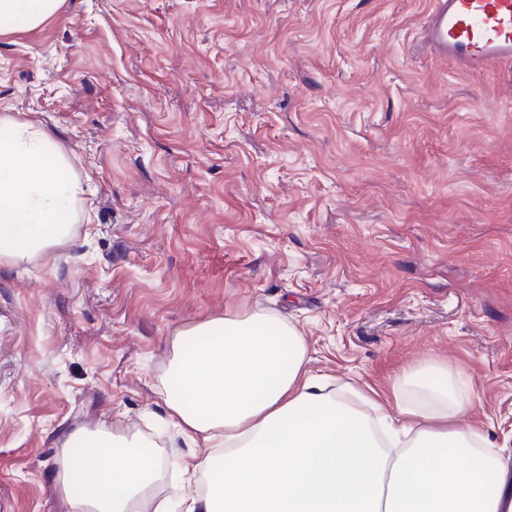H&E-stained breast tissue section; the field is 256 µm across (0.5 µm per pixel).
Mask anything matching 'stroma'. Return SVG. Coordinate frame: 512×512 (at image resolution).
<instances>
[{"label": "stroma", "instance_id": "stroma-1", "mask_svg": "<svg viewBox=\"0 0 512 512\" xmlns=\"http://www.w3.org/2000/svg\"><path fill=\"white\" fill-rule=\"evenodd\" d=\"M430 4L65 0L0 37V116L40 123L93 217L0 259V512H71L79 429L187 455L171 342L254 310L331 391L447 365L512 464V65L432 57Z\"/></svg>", "mask_w": 512, "mask_h": 512}]
</instances>
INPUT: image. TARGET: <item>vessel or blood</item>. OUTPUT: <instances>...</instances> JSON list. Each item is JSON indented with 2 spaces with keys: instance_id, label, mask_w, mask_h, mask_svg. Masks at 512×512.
<instances>
[{
  "instance_id": "obj_1",
  "label": "vessel or blood",
  "mask_w": 512,
  "mask_h": 512,
  "mask_svg": "<svg viewBox=\"0 0 512 512\" xmlns=\"http://www.w3.org/2000/svg\"><path fill=\"white\" fill-rule=\"evenodd\" d=\"M424 40L466 71L512 63V0H432Z\"/></svg>"
}]
</instances>
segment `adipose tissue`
Returning a JSON list of instances; mask_svg holds the SVG:
<instances>
[{
    "label": "adipose tissue",
    "mask_w": 512,
    "mask_h": 512,
    "mask_svg": "<svg viewBox=\"0 0 512 512\" xmlns=\"http://www.w3.org/2000/svg\"><path fill=\"white\" fill-rule=\"evenodd\" d=\"M64 0H0V35L43 26ZM34 123L0 119V257L48 255L67 241L83 188ZM164 373L167 423L189 458H156L141 434L80 429L62 445L56 483L71 512H172L155 488L171 467L184 512H512V473L488 456L483 422L433 363L394 376L393 407L326 393L294 326L263 311L178 331ZM95 448L83 459L75 446ZM219 482L198 491V475ZM84 475L89 490L75 494Z\"/></svg>",
    "instance_id": "1"
}]
</instances>
